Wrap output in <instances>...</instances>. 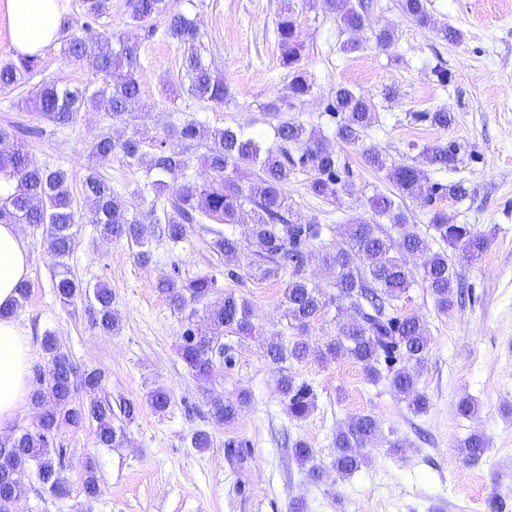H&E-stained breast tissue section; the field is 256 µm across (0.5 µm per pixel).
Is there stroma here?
<instances>
[{
	"mask_svg": "<svg viewBox=\"0 0 512 512\" xmlns=\"http://www.w3.org/2000/svg\"><path fill=\"white\" fill-rule=\"evenodd\" d=\"M371 2V28L395 24V44L347 53L343 44L367 41L368 31L350 32L330 15L310 9L307 0H295L302 64L313 92L294 102L291 113L333 138L350 170V186L338 196L317 197L307 190V175L300 174L286 192L300 221L336 225L351 216L367 219L370 198L391 194L393 186L366 165L363 149L379 151L392 163L419 165L427 148L460 144L457 168L433 169L429 176L435 182L463 180L477 187L476 196L445 199L439 206L449 223L488 235L489 247L475 263L451 254L469 297L449 314L437 312L419 282L396 307L397 314L418 315L428 327L429 351L417 370L418 386L431 400L428 412L414 414L386 383H369L362 367L344 358L290 366V374L312 389L315 407L304 419L289 416L277 391L278 367L265 353L267 339L298 337L282 316L289 274L228 279L224 258L213 245L215 222L188 225L184 241L177 244L152 237L146 262L138 260V246L105 243L93 225L82 226L69 264L83 283L101 280L112 287L120 322L109 334L96 324L89 300L60 302L45 232L26 225L22 234L32 256L31 292L14 318L31 338L32 377L48 372L42 339L50 331L78 365L103 372V396L134 401L139 412L126 427L128 441L122 448L97 447L90 426L62 427L56 445L66 451L68 496L31 491L18 512H289L297 498L307 512H486L492 490L512 496V0H428L427 27L404 17L401 0ZM178 7L196 12L232 94L228 104L200 113V120L268 130L262 104L288 94V71L280 64L275 32L282 0H204L197 9L180 0ZM446 26L460 32L458 41L440 38ZM184 54L183 45L159 37L142 58V101L153 107L151 130L176 150L183 143L173 128L194 111L181 92ZM39 60V78L72 86L92 79L62 56L60 46L44 50ZM436 67L447 69V83L437 81ZM340 84L365 92L376 105L375 124L355 144L336 139L335 125L325 113L328 95ZM26 93L23 87L0 91V124L18 121L42 128V137L28 140L36 161L61 165L72 183H79L89 145L109 118L88 111L75 126L54 131L36 113L12 109V101ZM442 105L455 114L448 129L419 120V113ZM175 272L184 279L212 275L225 289L244 295L260 330L245 340L226 335L233 360L216 364L207 381L193 377L176 351L186 314L173 311L157 290L158 282ZM157 387L171 396L162 414L146 402L147 393ZM243 390L251 400L241 416L232 424L213 426L207 392ZM464 397L475 403L467 418L457 412ZM360 414L375 416L382 433L364 449L367 464L341 479L331 467L334 439ZM203 429L211 431L213 445L201 452L191 440ZM474 432L487 437L489 449L480 462L469 465L458 448ZM299 439L313 448L316 463L325 470L319 483L309 482L289 451ZM395 440L404 442V454L389 453ZM231 443L247 451L245 469L229 460ZM90 462L100 481V494L91 502L83 492Z\"/></svg>",
	"mask_w": 512,
	"mask_h": 512,
	"instance_id": "stroma-1",
	"label": "stroma"
}]
</instances>
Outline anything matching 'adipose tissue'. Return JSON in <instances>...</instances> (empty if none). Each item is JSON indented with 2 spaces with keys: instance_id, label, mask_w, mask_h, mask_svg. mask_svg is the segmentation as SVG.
<instances>
[{
  "instance_id": "ef3b65f1",
  "label": "adipose tissue",
  "mask_w": 512,
  "mask_h": 512,
  "mask_svg": "<svg viewBox=\"0 0 512 512\" xmlns=\"http://www.w3.org/2000/svg\"><path fill=\"white\" fill-rule=\"evenodd\" d=\"M10 36L24 55L37 54L59 37L60 0H7ZM31 255L18 225L0 224V434L29 406L32 346L11 310L17 286L26 281Z\"/></svg>"
}]
</instances>
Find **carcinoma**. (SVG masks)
I'll return each instance as SVG.
<instances>
[{
	"label": "carcinoma",
	"mask_w": 512,
	"mask_h": 512,
	"mask_svg": "<svg viewBox=\"0 0 512 512\" xmlns=\"http://www.w3.org/2000/svg\"><path fill=\"white\" fill-rule=\"evenodd\" d=\"M130 18L144 29L142 40H132L119 31H98L94 24L110 15L112 0H82L83 18L63 19L62 53L72 63L87 70L94 80L84 86L61 85L44 79L27 91L17 102L19 109H33L56 128L77 123L80 113L92 109L103 112L112 121L131 130L128 135L114 133L106 127L90 144L88 165L79 193H74L67 171L38 163L19 133L28 130L9 124L0 126V179L15 183L11 191L0 194V223L29 224L46 227L48 253L54 265V289L59 299L71 302L77 298L92 299L96 324L105 333L114 330L118 314L112 304V288L99 282L93 287L82 284L73 274L68 259L77 245L78 225L97 226L100 238L109 242L130 241L142 247L148 243L146 223L162 225V235L171 243L186 236V225L199 224L205 218L223 224H245L249 228L254 255L253 275L260 279L279 276L289 270L288 285L283 294V317L288 328L307 331L311 321L328 304L352 311L349 322L339 325L333 336L319 342L295 340L287 345L270 339L265 348L272 363L282 365L277 379L278 390L288 414L296 419L307 417L314 406V395L308 384L297 382L284 365L309 361L327 364L348 358L360 364L367 381H386L397 395L408 401L410 410L424 414L429 410L428 396L418 387L417 373L401 362L422 365L429 349L430 336L424 320L417 315L397 316L394 302L406 295L415 275L430 291L437 312L448 314L458 302V273L448 255L433 249L442 241L464 258L476 261L488 247L489 237L473 232L466 224H450L436 202L473 196L477 188L464 182H430L427 170L413 164L388 163L374 150L364 152L366 164L373 170L386 172V178L400 197H421L430 207L428 223L433 235L427 237L406 229L408 218L395 200L376 194L370 201L372 220L351 217L342 224H318L293 219L285 188L300 172L309 175L307 189L316 197L337 196L347 190L348 183L340 173L336 150L328 138L299 119L288 116L290 100H299L313 92L302 67V43L298 38L293 0H283L276 21L280 64L288 69L291 80L288 96L280 102L262 106L277 123L271 131H248L242 126H210L191 116L174 132L186 144L176 152L168 148L164 137L150 134L146 124L151 107L143 111L130 108L141 98V56L145 43L162 29V35L187 46L182 69L187 79V92L205 112L231 100L224 77L208 60L207 48L196 18L177 10L170 0H128ZM309 6L321 7L348 30H364L369 25L372 4L367 0H311ZM403 14L420 27L430 24L426 0H402ZM396 30L390 24L371 30L370 40L376 48L386 50L395 44ZM39 58L21 55L0 64V90H14L26 85L38 73ZM326 112L337 121L335 135L356 143L377 120L373 100L363 92L339 86L328 98ZM418 118L446 129L454 116L445 108L423 112ZM204 148L198 155L195 150ZM460 146L450 141L427 149L426 164L453 169L459 161ZM119 155L130 168L142 169L147 183L121 199L112 187V179L100 172L98 163ZM200 162L210 172V179L199 183L190 179L189 170ZM256 167L258 181L244 184L240 174ZM174 193L170 208L157 214L156 205L143 210L145 192ZM91 202L84 213L77 197ZM385 221L398 231L399 237L382 233ZM329 231L341 238L333 250L318 254L311 251L312 242ZM215 249L224 255V272L239 278L242 247L238 239L218 233ZM413 255L417 270H411L403 257ZM317 257L333 270V292L304 276L305 266ZM158 289L169 306L182 312L191 302L205 303L203 316L188 323L177 345V354L190 371L200 379L212 375L215 360L229 351L224 334L246 337L256 333L250 301L232 290L219 294L217 278L204 275L192 279L165 278ZM42 347L49 355L51 368L46 385L34 389L31 400L37 410V422L31 428H19L0 436V512H15L18 501L30 490L26 484L34 473L39 486L57 498L68 492V479L62 449L53 447L55 433L63 425H92L95 444L102 448H118L126 434L115 424L120 414L129 424L136 418L138 405L130 400L112 405L106 397L97 396L104 374L98 369L78 367L64 351L54 333L48 331ZM245 391L234 396L212 394L208 399L210 417L219 427L234 422L248 405ZM148 402L156 413H164L171 397L163 388L149 392ZM377 419L370 414L354 417L348 428L336 433L332 466L340 478H346L366 464L363 447L380 434ZM488 441L480 433L467 436L459 453L468 463L476 464L486 454ZM290 452L307 467V479L318 483L323 469L315 463L314 450L302 440L295 441ZM84 492L89 500L99 492L95 467L86 465Z\"/></svg>",
	"instance_id": "obj_1"
}]
</instances>
